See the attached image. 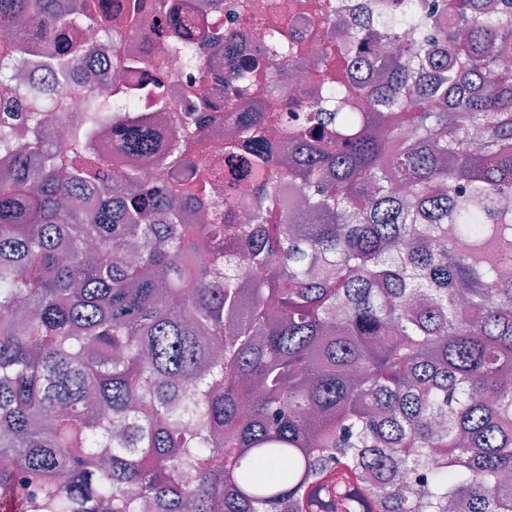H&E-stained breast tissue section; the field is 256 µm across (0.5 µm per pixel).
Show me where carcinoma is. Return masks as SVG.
I'll return each instance as SVG.
<instances>
[{"mask_svg": "<svg viewBox=\"0 0 512 512\" xmlns=\"http://www.w3.org/2000/svg\"><path fill=\"white\" fill-rule=\"evenodd\" d=\"M187 2L0 0V512H512V0H443L407 44L363 24L342 68L268 27L227 77L234 35ZM148 19L218 87L155 183L92 148L116 104L170 109L123 47ZM36 51L55 96L15 81ZM286 66L317 75L304 112L254 91ZM227 121L240 179L196 180Z\"/></svg>", "mask_w": 512, "mask_h": 512, "instance_id": "carcinoma-1", "label": "carcinoma"}]
</instances>
